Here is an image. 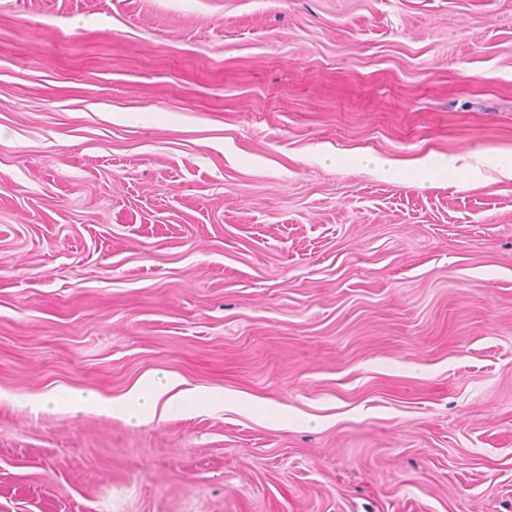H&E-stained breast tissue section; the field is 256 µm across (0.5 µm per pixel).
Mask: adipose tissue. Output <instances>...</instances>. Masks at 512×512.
Listing matches in <instances>:
<instances>
[{
    "label": "adipose tissue",
    "mask_w": 512,
    "mask_h": 512,
    "mask_svg": "<svg viewBox=\"0 0 512 512\" xmlns=\"http://www.w3.org/2000/svg\"><path fill=\"white\" fill-rule=\"evenodd\" d=\"M186 402L215 410L229 409L230 404L220 390H192L186 388L181 377L145 375L124 397L106 400L91 390L69 391L56 395H37L27 398L26 406L39 411L54 405L71 413L101 412L134 424H142L167 417L177 403Z\"/></svg>",
    "instance_id": "1"
}]
</instances>
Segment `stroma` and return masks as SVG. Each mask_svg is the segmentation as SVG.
I'll use <instances>...</instances> for the list:
<instances>
[{
	"mask_svg": "<svg viewBox=\"0 0 512 512\" xmlns=\"http://www.w3.org/2000/svg\"><path fill=\"white\" fill-rule=\"evenodd\" d=\"M508 165L512 0H0V512H512ZM423 165L436 164L444 168H448L451 172L458 175V183L460 185H466L473 183L478 174L479 170L477 167H469L465 165H458V159L454 157L443 158V159H431L426 158L422 161ZM185 381L176 375L158 377L146 374L124 397L105 400L91 390L69 391L56 395H37L25 400V406L37 412L48 405L71 413L101 412L126 422L142 424L164 420L177 403L186 402L215 410L237 408L239 401L228 402L223 390L183 388Z\"/></svg>",
	"mask_w": 512,
	"mask_h": 512,
	"instance_id": "obj_1",
	"label": "stroma"
}]
</instances>
